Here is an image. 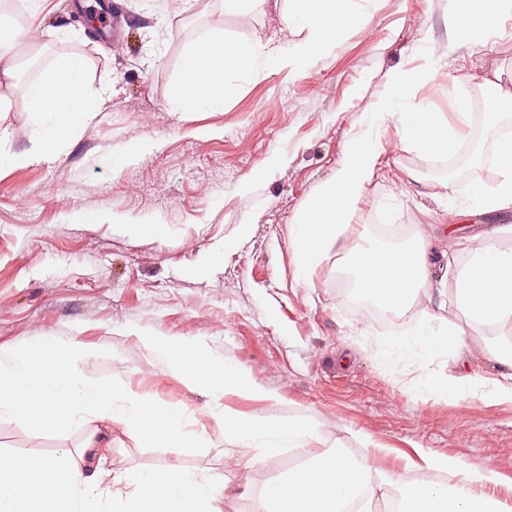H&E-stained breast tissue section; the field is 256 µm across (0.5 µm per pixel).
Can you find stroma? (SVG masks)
Segmentation results:
<instances>
[{"label":"stroma","mask_w":512,"mask_h":512,"mask_svg":"<svg viewBox=\"0 0 512 512\" xmlns=\"http://www.w3.org/2000/svg\"><path fill=\"white\" fill-rule=\"evenodd\" d=\"M118 36L89 34L71 0H46L37 19L1 29L17 58L46 72L62 57L86 65L91 90L110 88L95 116L65 145L48 151L36 136L23 81L0 86V346L37 340L109 350L91 371L120 378L190 416L195 448L149 446L112 429L117 469L177 465L221 475L224 512H249L239 495L246 473L209 417L211 396L186 388L155 365L140 338L159 333L199 339L250 373L270 400L228 395L245 416H304L321 436L360 451L382 472L445 456L467 470L494 469L490 488L512 507V403L489 404L463 390L421 395L430 374L489 377L491 360L455 351L427 364L396 365L364 351L361 335L399 336L415 323L385 325L350 311L339 281L348 271L329 254L296 283L291 226L321 185L335 178L351 143L395 74L421 68L425 47L444 49L433 80L415 85L408 105L451 113L456 93L491 111L477 83L455 78L471 61L448 29L452 0H369L370 23L353 29L308 72L287 70L244 82L218 112H173L171 85L188 43L223 32L289 48L288 0L224 14L220 0H112ZM385 153L350 219L373 242L375 225L412 224L465 261L479 226L468 214V187L451 180L416 194L404 169L423 172L437 158L384 134ZM31 156L11 164L10 156ZM136 224H165L164 239L136 236ZM96 422L43 434L0 417V451L52 455L77 449Z\"/></svg>","instance_id":"obj_1"}]
</instances>
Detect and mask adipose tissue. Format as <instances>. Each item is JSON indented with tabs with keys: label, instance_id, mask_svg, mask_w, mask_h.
I'll list each match as a JSON object with an SVG mask.
<instances>
[{
	"label": "adipose tissue",
	"instance_id": "1",
	"mask_svg": "<svg viewBox=\"0 0 512 512\" xmlns=\"http://www.w3.org/2000/svg\"><path fill=\"white\" fill-rule=\"evenodd\" d=\"M448 19L455 37L484 57L495 45H512V0H454ZM428 68L402 72L392 90L372 111L369 134L355 140L336 177L325 182L305 204L292 226L295 275L309 283L322 260L343 252L355 273V288L363 298L403 317L427 305L425 324L396 337L380 351L391 360L405 350L426 362L465 348L468 329L512 320V224H497L474 237L465 263L438 257L427 235L415 233L397 246L357 242L349 220L375 175L383 151L386 118H394L401 143L433 156L456 152L470 123V101L454 100V120L426 108L413 109L405 99L411 86L429 79L440 67L439 48L427 49ZM84 66L63 57L26 87L28 109L41 120L36 129L46 149L68 141L77 126L90 118ZM495 165L501 174L493 185L473 182L469 206L474 213H492L512 203V138L495 142ZM458 318H451V311ZM154 362L179 377L188 388L207 391L213 405L209 415L225 441L250 449L243 469L258 474L265 455L295 449L301 462L288 474L262 482L255 512H371L372 478L396 488L397 512H502L499 501L477 494L473 485L494 480L492 469L471 472L445 458L427 460V471H444L448 482L418 480L412 469L396 476L375 475L367 459H356L341 448L321 449L322 438L307 418L242 416L224 406L228 394L269 399L242 368L218 359L196 339L161 334L142 336ZM482 354L496 373L490 378L463 379L454 375L428 377L422 394L448 397L463 389L479 392L490 403L512 402V340L487 341ZM103 349L78 343L32 342L14 349L0 348V416L52 431L73 424L86 410L121 425L125 431L155 445L187 448L195 443L188 417L176 405L160 403L125 385L88 375L89 361L106 357ZM106 434L93 432L77 450L61 449L52 456L0 452V512H102L104 490H111L115 512H224V479L197 477L176 465L160 470L113 468Z\"/></svg>",
	"mask_w": 512,
	"mask_h": 512
}]
</instances>
